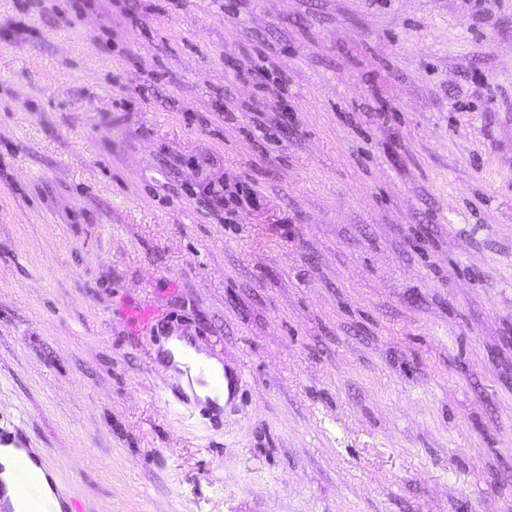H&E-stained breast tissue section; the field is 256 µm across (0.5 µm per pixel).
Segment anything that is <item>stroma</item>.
<instances>
[{"mask_svg": "<svg viewBox=\"0 0 512 512\" xmlns=\"http://www.w3.org/2000/svg\"><path fill=\"white\" fill-rule=\"evenodd\" d=\"M0 431L68 512H512V0H0ZM164 348L168 352V361L170 368L167 370L169 374L186 380V375L182 374L188 371L191 377L201 378L203 381L209 382V385H195V394L202 403H211L217 407L224 406V399L227 394L226 383L222 391H216L212 385L210 376L214 373H223L222 364L216 359L208 355L204 350H197L191 346L186 339L172 336L165 343Z\"/></svg>", "mask_w": 512, "mask_h": 512, "instance_id": "1", "label": "stroma"}]
</instances>
